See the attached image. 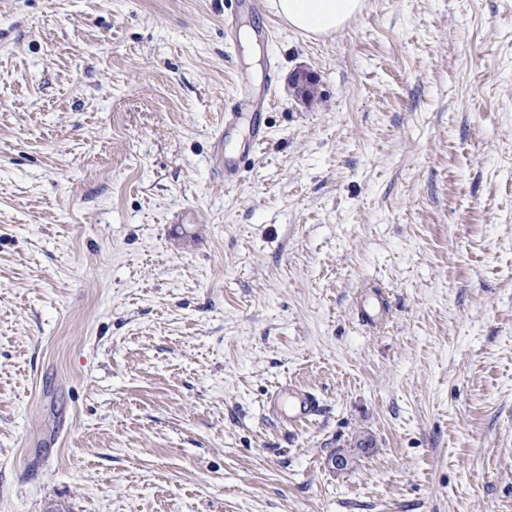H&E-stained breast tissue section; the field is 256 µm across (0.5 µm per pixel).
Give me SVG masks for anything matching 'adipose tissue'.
Here are the masks:
<instances>
[{
    "label": "adipose tissue",
    "instance_id": "obj_1",
    "mask_svg": "<svg viewBox=\"0 0 512 512\" xmlns=\"http://www.w3.org/2000/svg\"><path fill=\"white\" fill-rule=\"evenodd\" d=\"M363 0H276L277 14L311 37L335 34L361 11Z\"/></svg>",
    "mask_w": 512,
    "mask_h": 512
}]
</instances>
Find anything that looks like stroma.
<instances>
[{"instance_id": "stroma-1", "label": "stroma", "mask_w": 512, "mask_h": 512, "mask_svg": "<svg viewBox=\"0 0 512 512\" xmlns=\"http://www.w3.org/2000/svg\"><path fill=\"white\" fill-rule=\"evenodd\" d=\"M0 512H512V0H0ZM363 0H276L277 14L292 29L311 37L333 35L354 19ZM291 83L304 103H311L318 94V80L315 75L306 69L296 71ZM288 392L295 394L290 402L289 412L293 413L291 421L301 423L316 417L320 412V403L311 393L303 391L292 385L288 386Z\"/></svg>"}]
</instances>
